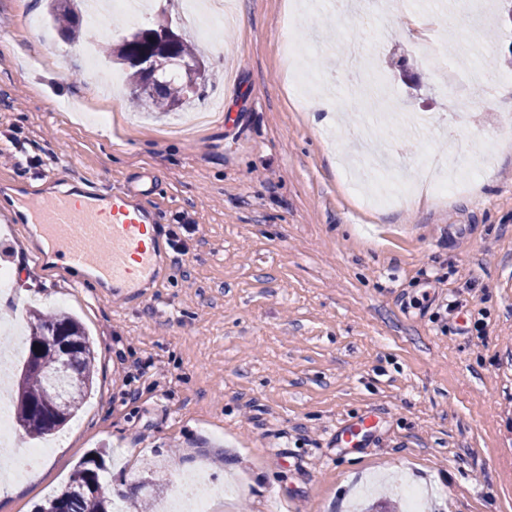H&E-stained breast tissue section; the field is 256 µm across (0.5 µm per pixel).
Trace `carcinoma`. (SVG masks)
<instances>
[{
  "instance_id": "obj_1",
  "label": "carcinoma",
  "mask_w": 512,
  "mask_h": 512,
  "mask_svg": "<svg viewBox=\"0 0 512 512\" xmlns=\"http://www.w3.org/2000/svg\"><path fill=\"white\" fill-rule=\"evenodd\" d=\"M81 0H50L48 4L54 20L62 25L71 38L82 36L80 29ZM149 30L133 33L114 47L108 37L98 32L90 37L102 43L112 62L129 69L128 79L131 99L158 110H169L182 103L186 91V78L192 67L199 63L191 43L180 40L168 53L169 63L154 80L150 81L133 59L150 52L161 55L164 49L148 37ZM50 326L62 336L63 345L55 347L43 344L42 328ZM28 356L35 359L37 367H21L16 377V422L26 434L44 437L64 427L81 408L84 398L95 379V351L80 321L71 315L33 312L29 327ZM68 356L70 375L64 383L70 408L64 413H53L45 405L50 389V375L59 359ZM110 449L101 448L81 461L71 472L60 491L49 498L38 512H113L112 499L103 491L100 472L104 470L105 458Z\"/></svg>"
}]
</instances>
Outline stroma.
Segmentation results:
<instances>
[{"mask_svg": "<svg viewBox=\"0 0 512 512\" xmlns=\"http://www.w3.org/2000/svg\"><path fill=\"white\" fill-rule=\"evenodd\" d=\"M145 2L100 29L116 44L164 23L196 46L204 94L168 114L96 83L59 28L42 43L27 20L47 19L45 0H0V42L15 45L0 49V202L51 180L99 194L149 180L186 250L167 251L161 288L126 296L51 274L30 229L0 223L12 273L0 320L64 308L97 352L82 410L20 492L0 490V512H36L101 446L116 495L163 461L153 478L169 491L190 470L240 484L212 512H267L273 499L348 512L386 495L384 473L424 489L435 512H512V121L469 81L475 63L512 61V0H476L460 29L455 0H382L373 22L344 0H228L247 22L227 27L205 9L187 21L185 0ZM410 15L437 18L445 37L416 36ZM352 39L386 92L350 97ZM400 56L408 72L391 67ZM369 113L399 175L454 165L464 139L482 178L445 200L419 180L409 199L371 207L380 174L356 132ZM457 293L466 309L446 313ZM124 358L155 371L125 380ZM368 415V435L347 443L340 427Z\"/></svg>", "mask_w": 512, "mask_h": 512, "instance_id": "1", "label": "stroma"}]
</instances>
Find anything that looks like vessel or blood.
<instances>
[{
    "instance_id": "obj_1",
    "label": "vessel or blood",
    "mask_w": 512,
    "mask_h": 512,
    "mask_svg": "<svg viewBox=\"0 0 512 512\" xmlns=\"http://www.w3.org/2000/svg\"><path fill=\"white\" fill-rule=\"evenodd\" d=\"M151 188L131 186L81 198L62 189L19 197L10 222L36 225L52 252L70 269L87 271L115 286L159 287L164 250L156 225L158 210L148 204Z\"/></svg>"
}]
</instances>
